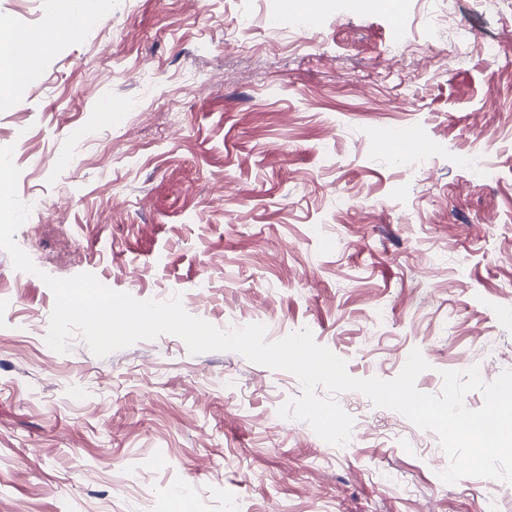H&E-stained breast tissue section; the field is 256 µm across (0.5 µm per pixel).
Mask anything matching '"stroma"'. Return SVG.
I'll return each instance as SVG.
<instances>
[{
  "mask_svg": "<svg viewBox=\"0 0 512 512\" xmlns=\"http://www.w3.org/2000/svg\"><path fill=\"white\" fill-rule=\"evenodd\" d=\"M89 2L0 105V146L29 130L18 195L49 204L15 235L35 265L177 292L270 342L310 329L359 379L417 349L426 394L446 370L512 369V0H288L319 24L282 33L277 0ZM57 8L0 0V18ZM417 138L439 151L413 161ZM53 308L0 251V512H486L485 479L443 483L437 435L361 393L339 395L354 440L333 446L279 417L302 394L289 372L171 334L60 354Z\"/></svg>",
  "mask_w": 512,
  "mask_h": 512,
  "instance_id": "1",
  "label": "stroma"
}]
</instances>
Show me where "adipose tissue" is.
I'll use <instances>...</instances> for the list:
<instances>
[{
    "mask_svg": "<svg viewBox=\"0 0 512 512\" xmlns=\"http://www.w3.org/2000/svg\"><path fill=\"white\" fill-rule=\"evenodd\" d=\"M85 7L84 0H64L56 16L44 27L28 31L20 37L14 32H6L5 42L0 43V82L12 80L15 76L8 63L9 57H39L53 42L80 29L85 17Z\"/></svg>",
    "mask_w": 512,
    "mask_h": 512,
    "instance_id": "1",
    "label": "adipose tissue"
}]
</instances>
